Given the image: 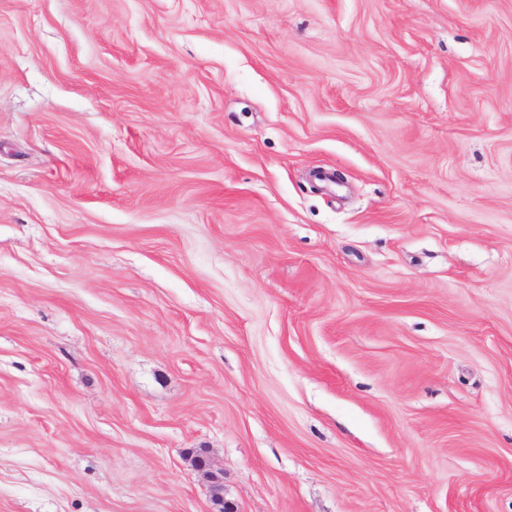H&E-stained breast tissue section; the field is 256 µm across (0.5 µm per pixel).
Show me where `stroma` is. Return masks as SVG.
Listing matches in <instances>:
<instances>
[{"instance_id": "1", "label": "stroma", "mask_w": 512, "mask_h": 512, "mask_svg": "<svg viewBox=\"0 0 512 512\" xmlns=\"http://www.w3.org/2000/svg\"><path fill=\"white\" fill-rule=\"evenodd\" d=\"M213 473L512 512V0H0V512Z\"/></svg>"}]
</instances>
